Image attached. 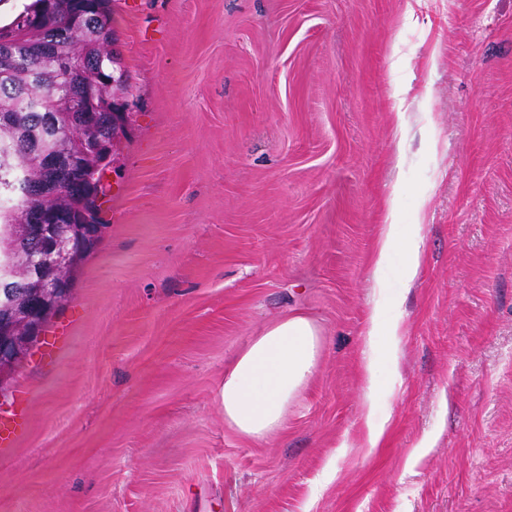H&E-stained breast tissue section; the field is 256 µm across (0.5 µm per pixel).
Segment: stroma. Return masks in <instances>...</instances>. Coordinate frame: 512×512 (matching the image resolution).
<instances>
[{"mask_svg":"<svg viewBox=\"0 0 512 512\" xmlns=\"http://www.w3.org/2000/svg\"><path fill=\"white\" fill-rule=\"evenodd\" d=\"M137 2L113 4L132 93L107 229L54 362L13 377L0 512H512V0ZM395 185L425 257L405 292L394 253L381 292ZM380 296L407 331L372 450ZM294 313L318 369L274 435L243 436L224 370ZM404 333V315L395 304L389 306L381 299L374 303L369 311L366 329L363 333L364 345L368 356L363 364L365 394L363 400V418L368 448H378L385 435L388 418L377 416L379 388L377 373L383 362L397 360L400 336ZM381 351L383 356L377 353ZM27 418L24 408L14 411L9 417L0 419V447L9 448L17 434L26 426Z\"/></svg>","mask_w":512,"mask_h":512,"instance_id":"35a3bbf8","label":"stroma"}]
</instances>
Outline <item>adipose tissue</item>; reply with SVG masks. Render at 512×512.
I'll return each instance as SVG.
<instances>
[{"instance_id":"1","label":"adipose tissue","mask_w":512,"mask_h":512,"mask_svg":"<svg viewBox=\"0 0 512 512\" xmlns=\"http://www.w3.org/2000/svg\"><path fill=\"white\" fill-rule=\"evenodd\" d=\"M395 198L386 202L370 266L377 288H385V272L394 251L405 260L403 288H410L422 260V224L395 223ZM404 333V315L397 306L380 300L369 311L363 333L368 355L363 364L365 394L363 418L368 447H378L387 421L377 414V373L382 362L397 359ZM321 338L312 320L292 315L267 327L236 358L224 375L220 402L224 419L241 435L262 439L275 433L289 404L313 377L320 358Z\"/></svg>"}]
</instances>
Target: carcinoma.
Instances as JSON below:
<instances>
[{
    "instance_id": "obj_1",
    "label": "carcinoma",
    "mask_w": 512,
    "mask_h": 512,
    "mask_svg": "<svg viewBox=\"0 0 512 512\" xmlns=\"http://www.w3.org/2000/svg\"><path fill=\"white\" fill-rule=\"evenodd\" d=\"M112 0H31L18 15L28 25L10 44L0 42V317L15 312L32 287L66 279L75 283L95 252L78 254L57 273L40 258L56 240L88 224H104L110 186L85 178L105 164L91 144L114 146L130 95L127 75L114 49ZM71 184L83 185L71 194ZM40 212L41 228L28 215Z\"/></svg>"
}]
</instances>
